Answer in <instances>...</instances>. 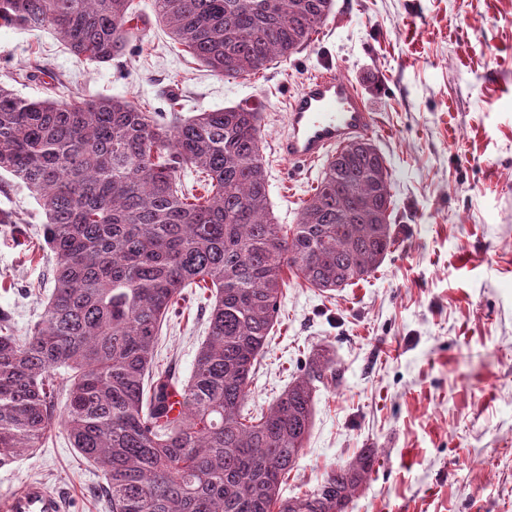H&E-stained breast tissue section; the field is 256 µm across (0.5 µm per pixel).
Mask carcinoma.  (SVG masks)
<instances>
[{"mask_svg":"<svg viewBox=\"0 0 512 512\" xmlns=\"http://www.w3.org/2000/svg\"><path fill=\"white\" fill-rule=\"evenodd\" d=\"M153 4L169 37L226 78L310 46L333 8V0ZM147 25L132 0H0V26H48L96 64L123 57ZM261 120L249 105L184 118L123 96L27 99L0 82V173L43 212L54 282L27 335H14L0 311V467L61 429L104 476L108 512H349L375 448L314 490L282 496L313 426L316 384L340 382L329 354H312L267 410L253 416L245 403L278 318L284 269L336 292L391 253L389 170L370 140L350 142L327 160L297 223L279 224ZM193 286L209 291V332L179 385L153 371L155 351L170 309Z\"/></svg>","mask_w":512,"mask_h":512,"instance_id":"carcinoma-1","label":"carcinoma"}]
</instances>
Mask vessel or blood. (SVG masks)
Returning a JSON list of instances; mask_svg holds the SVG:
<instances>
[{"mask_svg": "<svg viewBox=\"0 0 512 512\" xmlns=\"http://www.w3.org/2000/svg\"><path fill=\"white\" fill-rule=\"evenodd\" d=\"M373 129V114L354 85L326 71L305 81L290 99L288 133L278 150L288 161L305 168L342 145L371 135ZM0 512H66V508L61 495L26 482L0 497Z\"/></svg>", "mask_w": 512, "mask_h": 512, "instance_id": "b4317fda", "label": "vessel or blood"}]
</instances>
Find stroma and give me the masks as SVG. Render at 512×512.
Here are the masks:
<instances>
[{"label":"stroma","instance_id":"35a3bbf8","mask_svg":"<svg viewBox=\"0 0 512 512\" xmlns=\"http://www.w3.org/2000/svg\"><path fill=\"white\" fill-rule=\"evenodd\" d=\"M326 60L374 115L396 244L368 279L331 295L287 277L247 407H267L309 355L329 350L342 379L317 388L284 496L374 448L351 512H512V0H334L307 49L237 79L209 72L155 24L103 65L49 30L0 27V82L26 98L123 95L186 116L259 106L272 211L288 225L321 171H295L278 143L290 97ZM38 64L57 86L23 79ZM1 209L14 221L0 224V310L23 336L53 287L44 216L5 175ZM207 316L206 293L187 289L162 326L156 371L190 377ZM27 481L63 494L67 512H106L103 476L62 432L0 468V495Z\"/></svg>","mask_w":512,"mask_h":512}]
</instances>
